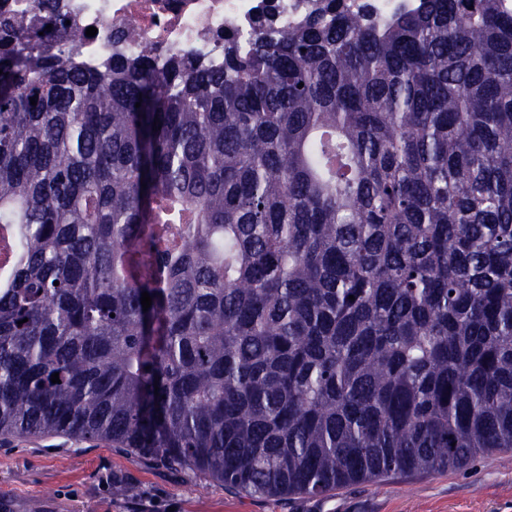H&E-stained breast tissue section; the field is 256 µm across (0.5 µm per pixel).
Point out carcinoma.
I'll list each match as a JSON object with an SVG mask.
<instances>
[{
	"instance_id": "cac0c4a2",
	"label": "carcinoma",
	"mask_w": 512,
	"mask_h": 512,
	"mask_svg": "<svg viewBox=\"0 0 512 512\" xmlns=\"http://www.w3.org/2000/svg\"><path fill=\"white\" fill-rule=\"evenodd\" d=\"M32 9L0 17V436L268 497L512 450V0H319L218 68L89 70ZM416 0H359L371 20L382 21L400 10L412 9Z\"/></svg>"
}]
</instances>
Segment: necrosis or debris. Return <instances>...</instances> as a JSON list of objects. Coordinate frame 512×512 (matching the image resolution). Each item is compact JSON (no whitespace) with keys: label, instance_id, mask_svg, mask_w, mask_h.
Listing matches in <instances>:
<instances>
[{"label":"necrosis or debris","instance_id":"1","mask_svg":"<svg viewBox=\"0 0 512 512\" xmlns=\"http://www.w3.org/2000/svg\"><path fill=\"white\" fill-rule=\"evenodd\" d=\"M315 0H56L69 20V39L86 67L96 68L114 54L133 55L120 33L133 26L139 44L162 55L200 58L209 65L224 61V37L248 47L258 19L277 27L302 24ZM95 36H87L88 27Z\"/></svg>","mask_w":512,"mask_h":512}]
</instances>
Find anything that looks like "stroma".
Here are the masks:
<instances>
[{
    "instance_id": "1",
    "label": "stroma",
    "mask_w": 512,
    "mask_h": 512,
    "mask_svg": "<svg viewBox=\"0 0 512 512\" xmlns=\"http://www.w3.org/2000/svg\"><path fill=\"white\" fill-rule=\"evenodd\" d=\"M136 494L155 498L159 512H512V451L320 497H264L103 441L0 438V512H127Z\"/></svg>"
}]
</instances>
